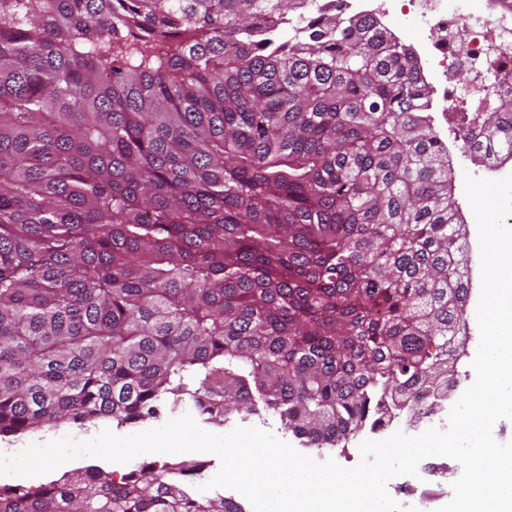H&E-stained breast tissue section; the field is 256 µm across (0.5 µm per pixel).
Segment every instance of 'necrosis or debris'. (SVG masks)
I'll return each mask as SVG.
<instances>
[{"mask_svg":"<svg viewBox=\"0 0 512 512\" xmlns=\"http://www.w3.org/2000/svg\"><path fill=\"white\" fill-rule=\"evenodd\" d=\"M339 5L342 14H368L381 21L403 8L438 72L464 58L468 83L442 91L449 109L479 112L486 98L512 95V70L499 66L503 56L512 54V9L495 0H339Z\"/></svg>","mask_w":512,"mask_h":512,"instance_id":"obj_1","label":"necrosis or debris"}]
</instances>
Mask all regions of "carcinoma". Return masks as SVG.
Listing matches in <instances>:
<instances>
[{"label":"carcinoma","mask_w":512,"mask_h":512,"mask_svg":"<svg viewBox=\"0 0 512 512\" xmlns=\"http://www.w3.org/2000/svg\"><path fill=\"white\" fill-rule=\"evenodd\" d=\"M433 101L325 0H0V437L170 401L335 448L448 395L470 269ZM460 150L512 160V97ZM201 470L86 466L0 512H243Z\"/></svg>","instance_id":"obj_1"}]
</instances>
